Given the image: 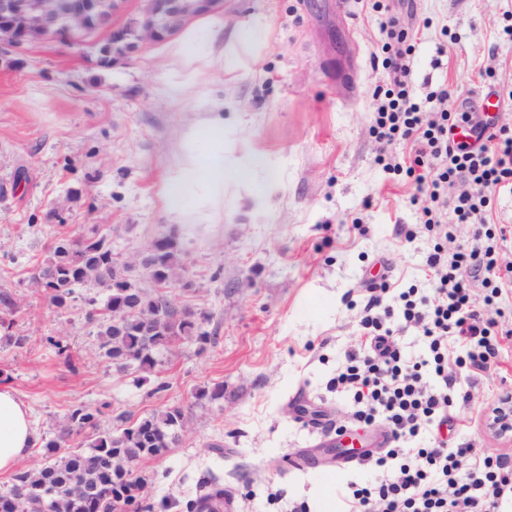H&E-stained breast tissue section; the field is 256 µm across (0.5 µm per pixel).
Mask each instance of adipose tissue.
Instances as JSON below:
<instances>
[{"label": "adipose tissue", "instance_id": "adipose-tissue-1", "mask_svg": "<svg viewBox=\"0 0 512 512\" xmlns=\"http://www.w3.org/2000/svg\"><path fill=\"white\" fill-rule=\"evenodd\" d=\"M190 149L167 188V205L181 213L188 203L203 206L209 199L223 196L224 185L246 179L240 167L224 164V127L206 121L189 136ZM36 440L30 408L7 385L0 384V474L12 472Z\"/></svg>", "mask_w": 512, "mask_h": 512}]
</instances>
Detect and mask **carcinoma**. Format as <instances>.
<instances>
[{
  "label": "carcinoma",
  "mask_w": 512,
  "mask_h": 512,
  "mask_svg": "<svg viewBox=\"0 0 512 512\" xmlns=\"http://www.w3.org/2000/svg\"><path fill=\"white\" fill-rule=\"evenodd\" d=\"M145 262L156 269L151 291L133 277L132 264L112 254L105 238L93 232L74 239L61 232L49 257L39 265L33 282L56 307L67 305L80 288L105 289L103 305L98 307L91 303L89 316L99 323L106 355L110 358L125 355L137 363L139 369L151 371L157 364V357L176 343L192 338L206 342L210 336L194 312L187 308L167 334L145 335L143 326L153 320L160 308L158 287L176 279L178 271L183 269L172 241L148 253ZM131 294L140 295L137 307L126 312L122 318L124 332L116 335L112 329V311L125 305ZM183 422V411L170 408L116 432L103 431L100 411L83 405L72 407L56 438L44 442L45 464L35 471L14 476L13 485L25 487L28 497L12 502L6 512H51L54 501L61 503L60 512H144L149 478H133L131 471L124 467L170 447ZM80 434L93 436L89 451L58 454L62 443ZM79 483L98 486V498L89 503L71 497L72 486ZM181 508L182 512H224V488L216 484L203 496L187 500Z\"/></svg>",
  "instance_id": "1"
}]
</instances>
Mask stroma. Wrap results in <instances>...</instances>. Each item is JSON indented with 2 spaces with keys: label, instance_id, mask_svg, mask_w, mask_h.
<instances>
[{
  "label": "stroma",
  "instance_id": "1",
  "mask_svg": "<svg viewBox=\"0 0 512 512\" xmlns=\"http://www.w3.org/2000/svg\"><path fill=\"white\" fill-rule=\"evenodd\" d=\"M374 0H224L159 42L134 41L102 61L109 30L81 42L0 49V291L16 307L0 332V382L54 438L71 406L127 427L178 407L180 440L141 459L152 512L223 485L233 512H341L348 472L333 463L289 469L317 455L327 425L350 426L344 395L326 384L358 334L367 288L379 270L400 288L426 287L431 241L419 232L413 180L375 161L374 56L383 13ZM415 24L412 85L423 97L448 85L480 104L487 68L512 83V0H405ZM431 26H424V19ZM261 24L260 40L217 44L191 61L177 46L194 30ZM185 85L182 97L172 88ZM224 120V163L249 169L205 217L169 213L165 190L191 127ZM97 229L121 260L173 237L189 281L180 305L204 318L210 342L182 343L150 372L105 356L82 291L58 308L32 285L59 229ZM415 230L406 240L405 230ZM11 333V334H12ZM62 339L57 354L48 337ZM223 387L220 399L206 392Z\"/></svg>",
  "mask_w": 512,
  "mask_h": 512
}]
</instances>
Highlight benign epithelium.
<instances>
[{
	"label": "benign epithelium",
	"instance_id": "7a95c632",
	"mask_svg": "<svg viewBox=\"0 0 512 512\" xmlns=\"http://www.w3.org/2000/svg\"><path fill=\"white\" fill-rule=\"evenodd\" d=\"M126 0H0V46L14 49L46 39L80 41L111 25ZM135 27L110 31L112 51L129 47L128 39L157 41L175 34L190 18L214 13L224 0H140Z\"/></svg>",
	"mask_w": 512,
	"mask_h": 512
}]
</instances>
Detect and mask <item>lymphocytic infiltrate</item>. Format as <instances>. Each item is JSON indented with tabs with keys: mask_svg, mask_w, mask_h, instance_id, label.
<instances>
[{
	"mask_svg": "<svg viewBox=\"0 0 512 512\" xmlns=\"http://www.w3.org/2000/svg\"><path fill=\"white\" fill-rule=\"evenodd\" d=\"M385 13L387 84L374 94L372 133L378 163L415 180L423 195L430 285L370 288L359 334L327 382L349 398L352 423L384 428L388 438L353 471L345 512H512V456L467 439L452 445L443 434L451 423L470 426L455 417L475 405L458 389V371H488L512 351V225L492 220L496 200L512 194V127L444 85L417 97L412 28L393 8ZM461 129L471 140L456 139ZM396 146L408 149L407 160L393 154ZM410 329L422 355L404 350Z\"/></svg>",
	"mask_w": 512,
	"mask_h": 512,
	"instance_id": "1",
	"label": "lymphocytic infiltrate"
}]
</instances>
